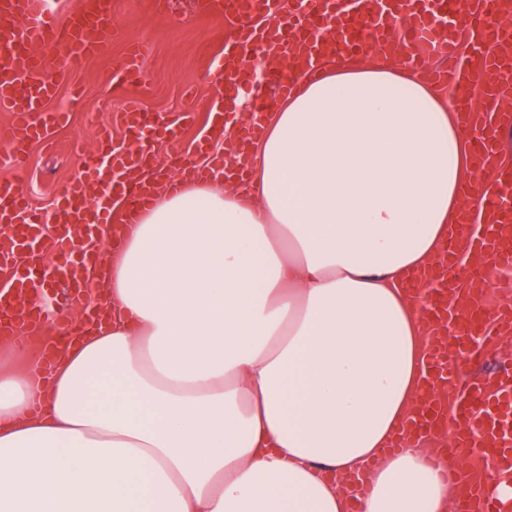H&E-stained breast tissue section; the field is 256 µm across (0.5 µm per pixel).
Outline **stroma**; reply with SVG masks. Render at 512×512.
I'll return each instance as SVG.
<instances>
[{
	"instance_id": "stroma-1",
	"label": "stroma",
	"mask_w": 512,
	"mask_h": 512,
	"mask_svg": "<svg viewBox=\"0 0 512 512\" xmlns=\"http://www.w3.org/2000/svg\"><path fill=\"white\" fill-rule=\"evenodd\" d=\"M112 24L118 36L108 56L86 61L50 103L54 109L64 107L72 93H79L69 125L56 130L50 143L31 144L27 164L18 169L6 160L9 146L0 145V178L25 188L31 211L42 220L51 218L55 195L80 174L84 157L98 147L99 129L121 113L126 98H139L147 116L180 128L178 140L160 134L149 143L153 171L172 172L170 158L176 150L202 166L201 143L216 152L224 148L223 137L210 130L209 108L225 99L224 84L216 83L211 73L224 58L229 23L195 16L190 0H112ZM132 42L149 43L152 53L139 83L114 88L111 72ZM187 112L192 115L188 123L182 120Z\"/></svg>"
}]
</instances>
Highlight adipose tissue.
I'll list each match as a JSON object with an SVG mask.
<instances>
[{"instance_id":"obj_1","label":"adipose tissue","mask_w":512,"mask_h":512,"mask_svg":"<svg viewBox=\"0 0 512 512\" xmlns=\"http://www.w3.org/2000/svg\"><path fill=\"white\" fill-rule=\"evenodd\" d=\"M408 56L303 84L248 149L250 195L220 172L158 190L48 379L13 338L0 512H450L434 449L386 451L429 348L406 282L491 186Z\"/></svg>"}]
</instances>
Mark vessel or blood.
<instances>
[{
    "mask_svg": "<svg viewBox=\"0 0 512 512\" xmlns=\"http://www.w3.org/2000/svg\"><path fill=\"white\" fill-rule=\"evenodd\" d=\"M406 18L407 40L412 47L411 66H426L430 58L447 60L444 68H429L438 85H461L478 93L480 105L462 102L465 125L479 159L494 151L497 127L495 110L512 85L487 82V75L500 72L502 45L512 46V0H245L244 8L233 11L232 30L224 44V75L241 71L246 59L262 56L264 61L288 58V72L280 76L271 95L258 106V113L272 111L277 102L294 95L299 86L318 74L321 61L359 54L376 61L386 60L399 48L394 39L395 21ZM466 27L472 48L463 59L457 30ZM113 33L101 22L96 7L81 11L64 26L56 22L48 0H0V142L11 147L10 164L20 167L27 148L44 142L69 124L71 115L48 109L60 84L89 57L104 54ZM150 48L132 44L126 49L118 72L123 76L141 74ZM106 160L88 155L83 178L67 184L54 202L58 225L45 235L41 219L32 214L22 188L12 180L0 181V274L9 279L12 295L0 312V335L29 332L37 325L55 322V312L31 308L25 295L35 286L34 269L44 255H51L66 288L64 303L69 308L88 304L91 286L86 259L92 250L73 241L74 231L112 229L117 218L115 199L130 208L145 205L146 185L132 181L142 170L145 153L114 147ZM489 177L495 192L483 198L479 210L486 217L503 215L512 205V170L492 169ZM471 254L481 259L470 267L479 270L512 261V233L488 236L458 226ZM453 248H445L423 282L431 284L425 321L435 334L434 348L425 368L429 391L421 408L408 418L402 437H417L424 431L451 433L447 457L473 448L481 449L483 471L465 476L467 491L458 512H505L501 502L487 497L484 488L489 475L512 471V378L496 381L494 387L475 378L459 379L448 361L447 341L455 339L458 357L479 361L483 355L475 336L479 316L486 310L485 292L470 287L465 306H457L461 274Z\"/></svg>",
    "mask_w": 512,
    "mask_h": 512,
    "instance_id": "b4317fda",
    "label": "vessel or blood"
}]
</instances>
